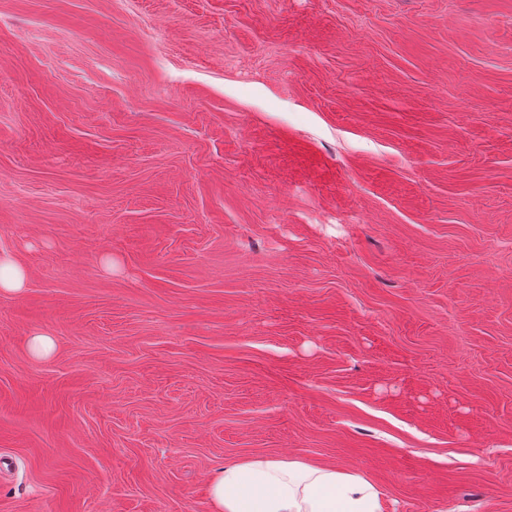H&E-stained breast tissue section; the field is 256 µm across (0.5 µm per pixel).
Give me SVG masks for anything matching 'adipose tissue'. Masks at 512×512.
Returning a JSON list of instances; mask_svg holds the SVG:
<instances>
[{"label": "adipose tissue", "instance_id": "1", "mask_svg": "<svg viewBox=\"0 0 512 512\" xmlns=\"http://www.w3.org/2000/svg\"><path fill=\"white\" fill-rule=\"evenodd\" d=\"M211 512H383L380 490L362 472L299 459L257 457L220 469Z\"/></svg>", "mask_w": 512, "mask_h": 512}]
</instances>
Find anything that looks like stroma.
Listing matches in <instances>:
<instances>
[{"label":"stroma","mask_w":512,"mask_h":512,"mask_svg":"<svg viewBox=\"0 0 512 512\" xmlns=\"http://www.w3.org/2000/svg\"><path fill=\"white\" fill-rule=\"evenodd\" d=\"M1 252L0 512H512V0H0ZM26 284L25 269L11 255L0 253V292L20 293ZM27 347L31 357L45 359L54 352L55 341L49 333L39 331L29 337ZM212 512H384L362 472L257 457L224 466L210 484Z\"/></svg>","instance_id":"stroma-1"}]
</instances>
